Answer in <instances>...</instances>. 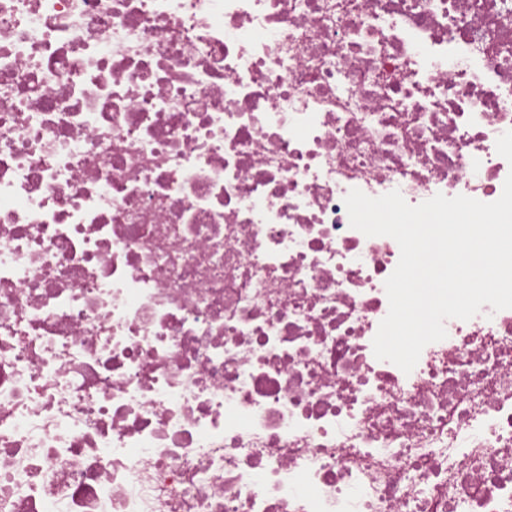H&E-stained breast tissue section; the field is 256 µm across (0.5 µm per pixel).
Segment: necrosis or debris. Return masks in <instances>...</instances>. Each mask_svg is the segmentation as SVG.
I'll list each match as a JSON object with an SVG mask.
<instances>
[{
  "label": "necrosis or debris",
  "instance_id": "1",
  "mask_svg": "<svg viewBox=\"0 0 512 512\" xmlns=\"http://www.w3.org/2000/svg\"><path fill=\"white\" fill-rule=\"evenodd\" d=\"M511 173L512 0H0V512H512V309L377 359L344 203Z\"/></svg>",
  "mask_w": 512,
  "mask_h": 512
}]
</instances>
